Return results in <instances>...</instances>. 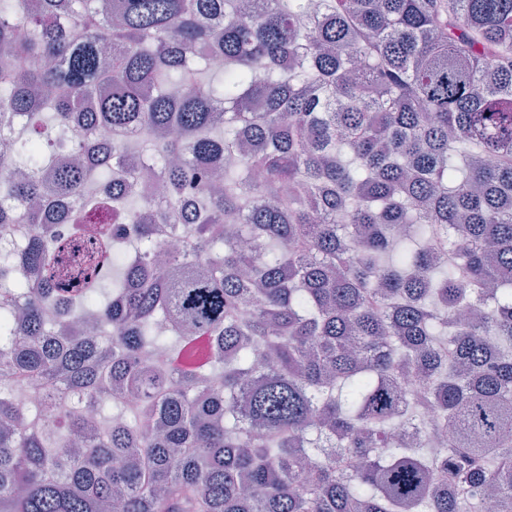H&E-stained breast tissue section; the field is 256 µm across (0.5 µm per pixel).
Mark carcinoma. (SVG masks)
I'll list each match as a JSON object with an SVG mask.
<instances>
[{
	"instance_id": "carcinoma-1",
	"label": "carcinoma",
	"mask_w": 512,
	"mask_h": 512,
	"mask_svg": "<svg viewBox=\"0 0 512 512\" xmlns=\"http://www.w3.org/2000/svg\"><path fill=\"white\" fill-rule=\"evenodd\" d=\"M2 234L0 512H512V0H0Z\"/></svg>"
}]
</instances>
